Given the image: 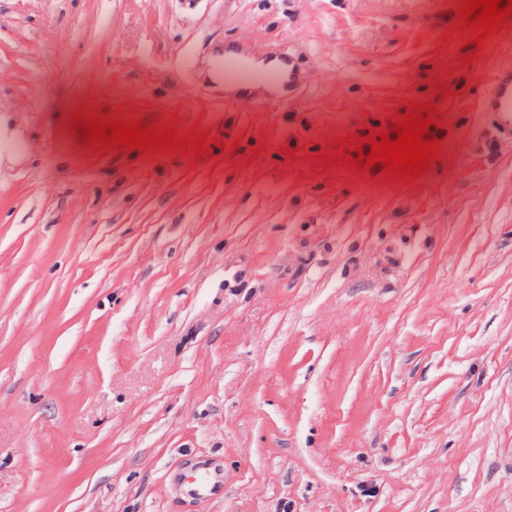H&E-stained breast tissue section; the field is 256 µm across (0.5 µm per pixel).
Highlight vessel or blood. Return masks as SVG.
Here are the masks:
<instances>
[{"label": "vessel or blood", "instance_id": "vessel-or-blood-1", "mask_svg": "<svg viewBox=\"0 0 512 512\" xmlns=\"http://www.w3.org/2000/svg\"><path fill=\"white\" fill-rule=\"evenodd\" d=\"M286 52L271 50L257 54L247 44L225 53L219 77L224 83L225 98L236 101L242 108H250L257 97L273 101L286 95L296 75L288 67ZM478 109L489 118L491 137L496 142L512 140V67L497 69L488 88L479 99ZM224 485L219 469L205 468L200 479L187 484L189 496H211Z\"/></svg>", "mask_w": 512, "mask_h": 512}]
</instances>
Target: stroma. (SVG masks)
I'll return each mask as SVG.
<instances>
[{
	"instance_id": "35a3bbf8",
	"label": "stroma",
	"mask_w": 512,
	"mask_h": 512,
	"mask_svg": "<svg viewBox=\"0 0 512 512\" xmlns=\"http://www.w3.org/2000/svg\"><path fill=\"white\" fill-rule=\"evenodd\" d=\"M460 0H0V512H512V142ZM304 89L225 102V47ZM436 110L437 158L324 169ZM205 134L98 149L75 114ZM295 129L296 142L284 139ZM224 491L180 495L193 464ZM478 111L490 119L491 139L498 145L512 140V67L497 69L479 99Z\"/></svg>"
}]
</instances>
